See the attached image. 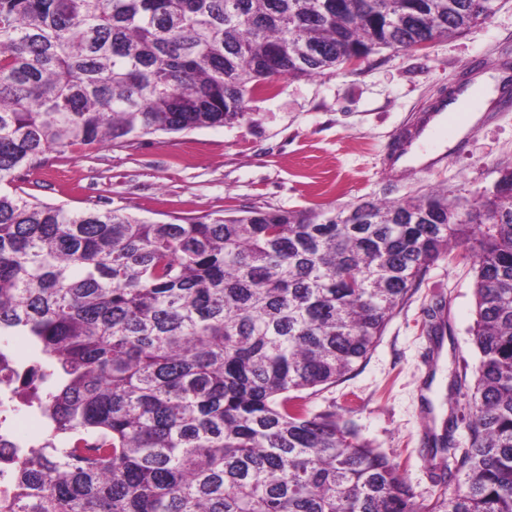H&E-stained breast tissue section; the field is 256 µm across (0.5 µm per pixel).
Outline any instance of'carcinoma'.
Here are the masks:
<instances>
[{
	"instance_id": "cac0c4a2",
	"label": "carcinoma",
	"mask_w": 512,
	"mask_h": 512,
	"mask_svg": "<svg viewBox=\"0 0 512 512\" xmlns=\"http://www.w3.org/2000/svg\"><path fill=\"white\" fill-rule=\"evenodd\" d=\"M494 2L0 0V337L29 340L11 390L45 421L0 512H512V194L159 223L16 185L53 153L249 118L277 78L460 33ZM455 247L475 273L468 443L452 415L428 437L438 492L418 501L313 397Z\"/></svg>"
}]
</instances>
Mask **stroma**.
<instances>
[{"label":"stroma","instance_id":"obj_1","mask_svg":"<svg viewBox=\"0 0 512 512\" xmlns=\"http://www.w3.org/2000/svg\"><path fill=\"white\" fill-rule=\"evenodd\" d=\"M512 73V0L461 34L406 51L381 48L321 75L282 78L254 93L251 119L178 134H152L126 148L107 144L51 155L21 186L37 199L74 211L122 208L154 221L244 210L342 209L363 201L407 199L440 189L478 205L512 170V112L482 113L459 140L432 136L425 163L396 166L399 142H412L441 94L469 83L473 61ZM445 298L451 334L436 367L421 331L426 309ZM474 272L444 259L394 315L368 358L321 390L318 409L351 419L361 436L400 463L417 498L434 496L422 452L425 433L440 431L451 403V375L474 379Z\"/></svg>","mask_w":512,"mask_h":512}]
</instances>
